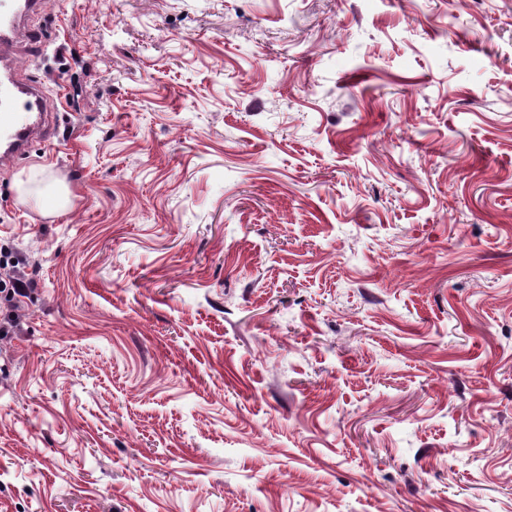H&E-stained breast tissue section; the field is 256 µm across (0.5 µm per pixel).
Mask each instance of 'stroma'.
<instances>
[{
	"label": "stroma",
	"instance_id": "1",
	"mask_svg": "<svg viewBox=\"0 0 512 512\" xmlns=\"http://www.w3.org/2000/svg\"><path fill=\"white\" fill-rule=\"evenodd\" d=\"M29 22L0 512H512V0Z\"/></svg>",
	"mask_w": 512,
	"mask_h": 512
}]
</instances>
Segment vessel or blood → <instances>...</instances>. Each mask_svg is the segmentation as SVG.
Wrapping results in <instances>:
<instances>
[{"mask_svg": "<svg viewBox=\"0 0 512 512\" xmlns=\"http://www.w3.org/2000/svg\"><path fill=\"white\" fill-rule=\"evenodd\" d=\"M18 36L15 17L0 22V160L5 162L22 156L33 139L50 133L39 87L19 76Z\"/></svg>", "mask_w": 512, "mask_h": 512, "instance_id": "obj_1", "label": "vessel or blood"}]
</instances>
